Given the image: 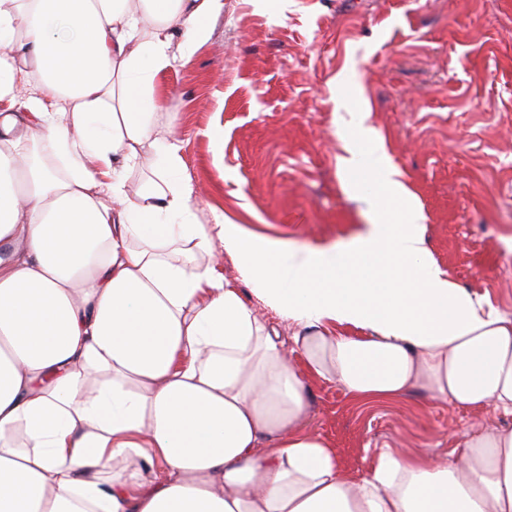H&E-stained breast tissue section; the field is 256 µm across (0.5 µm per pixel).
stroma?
<instances>
[{"mask_svg":"<svg viewBox=\"0 0 512 512\" xmlns=\"http://www.w3.org/2000/svg\"><path fill=\"white\" fill-rule=\"evenodd\" d=\"M209 40L157 84L158 128L180 144L177 183L197 220L238 224L279 246L347 249L384 194L349 153L384 155L422 214L445 276L512 317V0H224ZM225 282L280 335L297 327L255 301L235 257ZM290 362L306 424L361 476L380 448L447 456L473 426L512 427L415 389L360 404Z\"/></svg>","mask_w":512,"mask_h":512,"instance_id":"35a3bbf8","label":"stroma"}]
</instances>
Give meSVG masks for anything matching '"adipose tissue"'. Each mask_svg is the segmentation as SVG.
Listing matches in <instances>:
<instances>
[{
	"mask_svg": "<svg viewBox=\"0 0 512 512\" xmlns=\"http://www.w3.org/2000/svg\"><path fill=\"white\" fill-rule=\"evenodd\" d=\"M223 12L0 0V512H512V427L355 478L304 425L292 351L360 402L512 416V318L444 276L416 210L308 255L198 223L179 184L129 197L126 170L179 169L145 149L157 81ZM219 243L293 336L204 263Z\"/></svg>",
	"mask_w": 512,
	"mask_h": 512,
	"instance_id": "ef3b65f1",
	"label": "adipose tissue"
}]
</instances>
